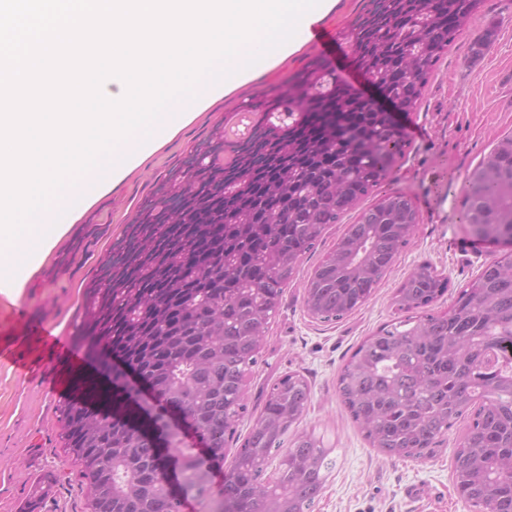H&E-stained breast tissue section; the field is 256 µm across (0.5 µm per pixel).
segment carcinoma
<instances>
[{
    "label": "carcinoma",
    "instance_id": "obj_1",
    "mask_svg": "<svg viewBox=\"0 0 512 512\" xmlns=\"http://www.w3.org/2000/svg\"><path fill=\"white\" fill-rule=\"evenodd\" d=\"M482 0H368L339 32L355 69L413 110L448 47ZM252 129L229 141L225 123L203 153L169 172L137 208L84 288L72 342L112 382L74 380L60 404L61 439L89 490L90 512H182L211 501L214 467L241 441L208 512H314L335 460L300 431L311 388L277 379L242 437L245 380L262 357L284 289L326 228L393 175L403 125L312 57L247 106ZM462 206L475 237H512V136L467 177ZM418 221L410 197L384 195L347 226L304 286L308 313L338 322L374 295ZM449 281L423 263L393 296L396 317L345 363L336 392L371 447L390 459L434 456L473 415L453 457L454 487L475 512H512V251L431 307ZM174 411L204 446L187 448ZM278 461L274 483L265 480Z\"/></svg>",
    "mask_w": 512,
    "mask_h": 512
}]
</instances>
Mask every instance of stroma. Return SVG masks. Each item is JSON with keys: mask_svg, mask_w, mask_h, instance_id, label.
Instances as JSON below:
<instances>
[{"mask_svg": "<svg viewBox=\"0 0 512 512\" xmlns=\"http://www.w3.org/2000/svg\"><path fill=\"white\" fill-rule=\"evenodd\" d=\"M316 54L312 39H303L287 59L271 61L264 73L227 85L222 94L193 110L142 153L101 198L75 215L73 226L37 263L18 297L0 293V345L10 344L24 357L38 356L40 369L36 377L23 379L8 361L0 362V512H25L32 489L49 474L55 483L42 512H88L87 487L62 449L63 397L44 388L60 367L49 351H36V331L49 327L71 338L82 319L86 282L139 204L172 168L203 147L224 115L270 85L283 83ZM403 123L408 129L420 128L421 134L408 137L392 180L374 188L365 202L373 204L394 191L408 195L419 214L409 244L367 304L341 322L324 323L308 314L303 283L355 216L346 214L341 223L330 226L286 288L265 339L263 361L247 381L249 415L238 427L242 435L250 430L275 380L294 372L310 384L312 403L300 426L322 434L336 461L315 512H474L457 495L451 468L465 422L449 430L432 458L388 459L370 447L345 412L336 380L358 345L392 319L393 293L418 265L430 263L448 278L450 291L437 304L443 311L455 291L496 253L494 246L472 236L461 200L468 174L499 139L512 134V0H484L469 30L437 63L424 96ZM91 224L98 227L92 235L86 232ZM78 237L83 246L74 263L58 269L59 257ZM22 306L28 315L20 319L15 312Z\"/></svg>", "mask_w": 512, "mask_h": 512, "instance_id": "35a3bbf8", "label": "stroma"}]
</instances>
